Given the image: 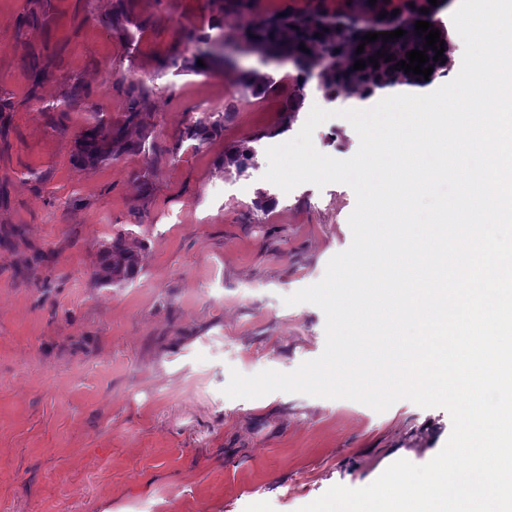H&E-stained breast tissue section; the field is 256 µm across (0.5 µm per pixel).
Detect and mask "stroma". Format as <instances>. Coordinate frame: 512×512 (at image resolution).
I'll return each instance as SVG.
<instances>
[{
	"mask_svg": "<svg viewBox=\"0 0 512 512\" xmlns=\"http://www.w3.org/2000/svg\"><path fill=\"white\" fill-rule=\"evenodd\" d=\"M0 0V512H297L330 487L363 488L393 462L422 465L452 430L449 413L396 402L273 392L231 399V371H294L319 357L325 316L285 297L320 281L352 242L353 190L334 183L283 192L268 182V147L292 139L312 107L351 108L317 79L288 132L282 91L246 93L240 73L295 77L291 67H170L188 35L240 47L246 17L221 0ZM40 20L25 24L31 12ZM51 78L29 97L32 57ZM136 77L153 93L129 139L146 150L79 165L77 136L96 118L122 123ZM82 106L65 109L73 83ZM224 115L201 146L179 136ZM315 148H359L333 118ZM256 157L239 173L225 153ZM161 151L149 163L148 150ZM149 195L140 198L137 176ZM126 230L142 270L95 284L99 245Z\"/></svg>",
	"mask_w": 512,
	"mask_h": 512,
	"instance_id": "stroma-1",
	"label": "stroma"
}]
</instances>
